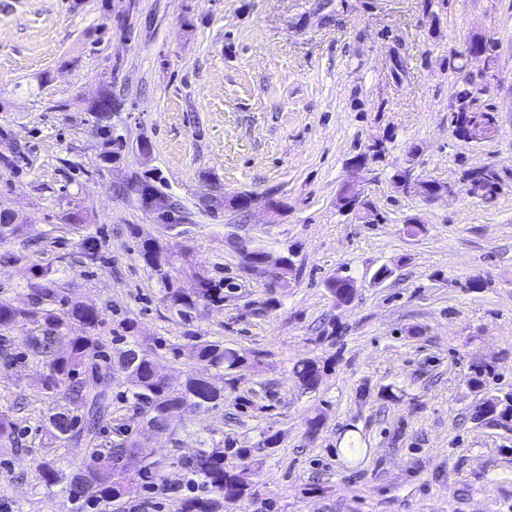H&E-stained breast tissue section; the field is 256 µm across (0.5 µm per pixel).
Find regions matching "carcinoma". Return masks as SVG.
<instances>
[{
	"label": "carcinoma",
	"instance_id": "1",
	"mask_svg": "<svg viewBox=\"0 0 512 512\" xmlns=\"http://www.w3.org/2000/svg\"><path fill=\"white\" fill-rule=\"evenodd\" d=\"M143 202L162 205L165 197L154 186L144 181L138 186ZM22 231L18 218L0 212V240ZM141 256L153 270L159 272L163 300L182 320L193 319L200 309L224 303L222 280H215L203 266L195 265L188 250L178 247L170 251L154 239L142 242ZM186 271L195 287L185 289L175 286L169 273L161 272L163 266ZM58 270L41 268L27 283L29 306L20 308L9 301L0 300V340L4 334L18 327L21 319L30 317L38 323L37 333L27 337L28 349L45 360L47 372L41 379V388L49 397L60 398L65 404H56L48 417L47 434L52 440L74 447L83 446L88 451L78 473L65 475L52 461L40 460L36 464L42 482L47 487L61 486L68 499L86 500V507L95 508L104 503L119 504L131 492L126 471L138 469L148 475L156 468L152 452L130 437L104 444L100 441L102 430L112 420V374H97L95 392L85 390L78 380L80 372L95 368L93 358L98 347L96 331L103 324L100 311L92 306L71 302L57 288ZM68 340V348H57L58 341ZM194 359L209 369L229 376L246 362L245 353L224 346L220 341H199L191 344ZM296 376L309 382L313 390L321 383L323 370L314 362H301L295 369ZM127 392L152 427L159 432L175 434L186 424L187 412L207 411L224 400V390L189 375L181 385L156 376L154 361L149 351L141 349L134 376L127 380ZM186 470L202 479L211 497H187L181 504L182 512H221L224 499H238L247 495L250 483L247 465L240 463L229 470L225 463L224 449L214 445L202 450L184 463Z\"/></svg>",
	"mask_w": 512,
	"mask_h": 512
}]
</instances>
